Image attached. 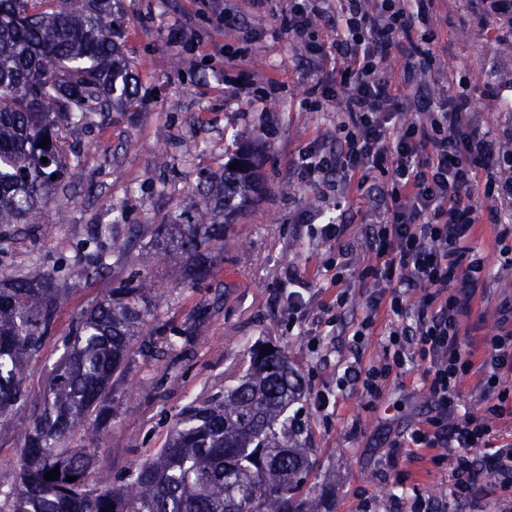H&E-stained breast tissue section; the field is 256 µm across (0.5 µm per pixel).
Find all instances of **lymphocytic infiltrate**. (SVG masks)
Returning a JSON list of instances; mask_svg holds the SVG:
<instances>
[{
	"label": "lymphocytic infiltrate",
	"mask_w": 512,
	"mask_h": 512,
	"mask_svg": "<svg viewBox=\"0 0 512 512\" xmlns=\"http://www.w3.org/2000/svg\"><path fill=\"white\" fill-rule=\"evenodd\" d=\"M432 6L433 0H285L281 11L308 62L334 53L335 79H317L315 86L343 114L337 149L310 142L301 179L316 188L341 176L379 216L368 237V263L359 273L370 291L352 336L362 342L379 316H386L384 358L367 367L354 359L337 385L359 383L373 402L392 372H406L417 360L426 363L432 413L404 442L432 449L431 464L448 467L453 478L452 497L464 499L483 470L512 493V441L496 447L489 442L493 422L512 415V388L501 384L512 374V329L491 337L479 357L461 340L472 300L486 286L471 241L478 225L497 224L494 212L475 205V195L512 197V145L480 134L468 93L438 97L424 82L437 33L424 30L419 45L405 49ZM323 29L332 41L320 38ZM402 50L403 68L387 71V60ZM412 108L418 118L406 119ZM481 172L486 180L480 186ZM497 226L500 263L511 269L512 225ZM470 374L478 378L483 407L459 416V385Z\"/></svg>",
	"instance_id": "1"
}]
</instances>
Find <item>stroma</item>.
<instances>
[{
    "label": "stroma",
    "mask_w": 512,
    "mask_h": 512,
    "mask_svg": "<svg viewBox=\"0 0 512 512\" xmlns=\"http://www.w3.org/2000/svg\"><path fill=\"white\" fill-rule=\"evenodd\" d=\"M125 31L123 49L139 79L138 111L113 114L111 123L68 132L79 142L82 163L37 217L38 228L24 245L0 248V277L19 272L51 273L70 263L88 230L105 225V240H124L134 224H161L193 197L199 179L219 172L244 143L264 159L259 198L242 216L247 231L229 237L224 255L208 276L185 283L178 268L151 245L135 248L110 274L80 286L61 305L55 328L40 357L30 366V388L42 394L47 370L59 356L60 338L92 301L144 274L156 290L142 340L179 341L177 351L159 356L137 349L116 394L112 418L100 430L97 456L113 481L127 478L136 465L162 448L180 413L236 384L249 366L248 351L258 342L285 350L307 391L328 392L327 409L311 400L300 404L316 464L303 491L327 486L329 512H390L394 497L409 499L421 489L446 505L447 512H512L494 475L482 473L471 498L450 494L447 469L413 460L412 449H390L397 436L418 424L428 411L423 369L412 366L390 377L376 407H369L359 385L337 389V370L355 352L351 320L362 315L368 285L357 273L348 277V306L336 326H328L327 299L318 283L303 295L306 306L289 321L283 302L285 267L305 271L324 264L334 252L318 244L310 228L294 224L306 209L339 203L352 215L341 240L352 248L355 264L367 255L362 243L378 219L369 206L358 207L344 182L315 191L298 175L304 148L317 138L333 139L339 114L302 100L312 80L295 52L297 39L285 33L271 8L248 0H120ZM184 24L192 43L182 52L170 44L175 24ZM430 25L438 33L436 50L449 92L468 91L475 102L480 132L497 137L512 111V54H495L496 42L512 41V25L487 13L481 0H436ZM498 88L499 97L485 93ZM267 97L266 109L249 96ZM485 262L487 287L479 291L464 343L483 347L501 331V311L512 304V270L500 265L492 225L479 227L473 241ZM201 337L185 345L184 329ZM22 428H0V489L9 490L19 468ZM401 471L416 481L398 485Z\"/></svg>",
    "instance_id": "obj_1"
}]
</instances>
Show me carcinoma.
<instances>
[{"instance_id": "obj_1", "label": "carcinoma", "mask_w": 512, "mask_h": 512, "mask_svg": "<svg viewBox=\"0 0 512 512\" xmlns=\"http://www.w3.org/2000/svg\"><path fill=\"white\" fill-rule=\"evenodd\" d=\"M121 37L118 0H0V224L18 226V238L30 233L32 218L80 165L65 132L93 115L105 122L110 112L138 101V79ZM44 137L46 148L38 146ZM261 185L253 152L243 145L178 215L185 223L138 227L110 247L96 232L91 248L66 267L0 281V423L16 419L24 426L20 470L0 512H320L297 497L312 468V449L304 422L290 410L305 384L269 342L252 350L236 385L186 408L166 445L125 481L113 483L97 466L91 443L110 414L144 323L151 291L145 278L82 310L42 398L29 386V364L61 304L80 283L112 271L111 253L147 237L187 282L206 276L234 217ZM78 434L88 445L71 447ZM56 467L58 478L45 479ZM69 476L75 481H66Z\"/></svg>"}]
</instances>
